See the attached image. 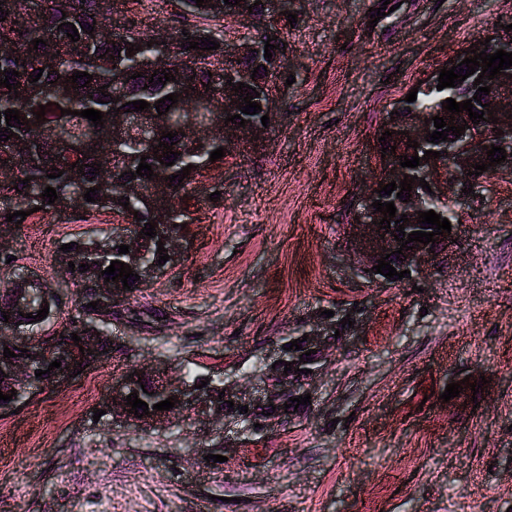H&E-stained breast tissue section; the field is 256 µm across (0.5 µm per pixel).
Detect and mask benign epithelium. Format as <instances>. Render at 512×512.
<instances>
[{
	"label": "benign epithelium",
	"mask_w": 512,
	"mask_h": 512,
	"mask_svg": "<svg viewBox=\"0 0 512 512\" xmlns=\"http://www.w3.org/2000/svg\"><path fill=\"white\" fill-rule=\"evenodd\" d=\"M254 5V0H241L233 16L248 21L256 29L266 26L267 18L265 15L257 12H248V7ZM154 59L158 62L168 63L174 55V43L170 33L164 32L158 36L150 37ZM265 45L257 39L248 38L238 43L225 47L224 56L212 65L215 86L217 92L215 100L221 112H235L237 105L240 104L238 96L235 95V89L226 84L223 76L228 75L233 78V83L243 82L245 84L253 83L251 75L253 70L242 63L246 57L261 58L264 55ZM283 78V72L279 64H274L268 69V78L263 88L266 100L264 102V112L268 114L270 123H275L278 117L276 112L277 88ZM491 86L490 93L481 95V105L476 107V112L483 110V105L490 104L493 110V116L498 118V124L481 121L477 124L471 123L469 116L462 112L452 114L450 112H441L439 116L443 117L448 126H462L469 124L460 138H455V134L448 133V141L440 144L439 151L441 157L430 158L422 161V164L416 167L412 172L395 163L385 169L383 183L388 184L392 181L399 182L404 176H417L412 187H419L420 179H425L431 186V190L422 189L410 197V202L406 203L405 214L409 222L407 225H417L418 212L425 209L424 201L433 198L442 201H452L459 205L467 199V195L462 193L460 182L467 176L468 172L474 171L472 165L477 162L484 164L490 163L487 157V151L482 149L484 145L494 144L506 150L505 162L490 167L485 174L490 175L500 169L507 168L512 170V77L509 73L495 75V78L487 81ZM399 126L403 134L399 135L402 148L414 152V148L407 147L408 139H413L422 145L425 143L424 136L434 131V121L432 115L427 112H416L413 117L402 123L394 120H388L385 128H394ZM498 127L504 131V134L498 135L492 131V128ZM148 130V125L142 120L135 121L131 115L121 112L112 116V141L118 142L127 135L137 132L144 133ZM271 128H266L262 122L247 121L245 126L238 127L224 126L222 124L212 123L205 128V135L217 136L224 139V144L233 143L236 145L254 143V138H261L269 134ZM100 181L112 190L123 192L129 195L140 193V188L135 184L118 186L111 184V162L108 155H103L102 166L100 169ZM154 196V206L152 218L155 219V227L158 231L168 234L167 249L170 259L168 263L172 264L176 260L179 249L182 246L183 234L169 232L170 205L168 203V194L165 185L161 182L155 184L151 189ZM379 199V194L369 191L363 197L361 210L358 212L359 222L353 224V238L360 272H368V276H376L385 279V276L375 273L373 266L378 264V260L392 253L401 246V243L394 240L391 233L396 231L398 225L390 223L391 232L380 228L377 222L383 218V214L373 208L372 203ZM455 238V234L443 233L434 236L436 239L434 251H429V247L420 242H412L414 249L402 250V257L398 263L400 270L410 271V275L415 277L422 274L427 263L433 257V253H438ZM124 244L130 246L129 253L124 255L128 265L135 267L140 272L141 286L150 284L154 278L163 272V268L158 267L146 260L145 247L141 246L142 238L138 237V232L127 230L123 235ZM82 279L88 285L96 288L97 298L101 299L98 304V310L112 308V300L122 293L120 286L122 282L114 283L112 281L104 282L97 277L95 268L82 273ZM342 329L340 318L323 317L317 321L310 330L302 331L298 336V341L302 342L304 350L315 349L317 353L312 355L313 361L302 362L292 353L284 350V346H279L274 353L264 354L255 361V368L251 370L250 377L256 382L257 390L253 395L243 393H234L231 386L223 385L225 389L224 401H231L234 406L220 407L215 403L212 393L206 389H196L184 383L173 385L168 381L156 377L154 381L159 389L164 392L166 397H173L177 400L174 407L168 411L153 410L142 417L144 422L162 423L169 419L171 414L181 409H189L202 418H218L229 426L237 427V431L253 436L257 433H263L272 426L278 424L281 420L288 417L284 413L283 398L296 391L300 395L307 394L305 386L311 375H305L295 372V369H316L317 365L324 358L325 351L335 347L337 339L334 338L336 330ZM308 339H303V336ZM80 346L84 351L71 357L58 349L55 341L44 340L37 336H28L26 332L15 329V334L8 336L0 335V351L4 348L25 349L29 356L6 358L0 354V370L9 375L14 383L15 390L22 396L36 389L45 383V379L35 376L38 370H46L51 362L61 363V367L50 371L49 378L55 383L59 380L69 378V375L77 374L81 365H88L101 354L103 346L100 336L81 337ZM281 364H276V361ZM292 363V369L284 371L285 363ZM138 386V377L132 376L130 379H121L112 384L110 397L106 403V409L111 414L120 413L125 417L131 418L133 414L129 413L131 406L127 405L126 396L130 395ZM278 406V409L270 412V415L263 413H254L255 407L261 405L269 407ZM248 406V412L241 411V407ZM259 427H254V424Z\"/></svg>",
	"instance_id": "obj_1"
}]
</instances>
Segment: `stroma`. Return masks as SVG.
<instances>
[{
    "mask_svg": "<svg viewBox=\"0 0 512 512\" xmlns=\"http://www.w3.org/2000/svg\"><path fill=\"white\" fill-rule=\"evenodd\" d=\"M383 2L296 0V23L280 21L295 81L276 126L190 186L177 264L114 299L99 359L0 418V512H512V287L488 288L512 277V173L458 207L455 243L413 280L361 273L350 229L381 177L387 112L512 24V0H400L369 26ZM107 18L153 35L182 24L176 0H114ZM115 224L77 207L0 224V296L20 265L57 298L39 337L80 313L61 246ZM345 305L359 321L323 362L306 413L266 436L237 438L186 409L157 425L103 412L132 372L245 379L257 356ZM465 378L479 392L443 401Z\"/></svg>",
    "mask_w": 512,
    "mask_h": 512,
    "instance_id": "1",
    "label": "stroma"
}]
</instances>
